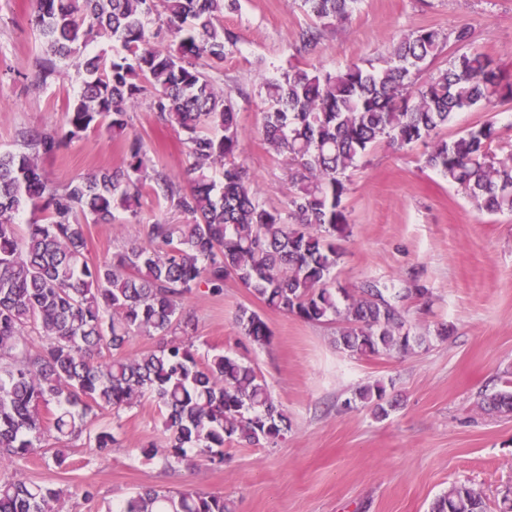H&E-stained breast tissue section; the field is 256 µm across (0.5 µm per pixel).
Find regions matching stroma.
Returning <instances> with one entry per match:
<instances>
[{
	"instance_id": "1",
	"label": "stroma",
	"mask_w": 512,
	"mask_h": 512,
	"mask_svg": "<svg viewBox=\"0 0 512 512\" xmlns=\"http://www.w3.org/2000/svg\"><path fill=\"white\" fill-rule=\"evenodd\" d=\"M30 11L31 0H0V151L19 149L21 129L60 128L67 101L81 89L83 76L72 60L63 62L62 77L41 81V41L27 23ZM308 24L299 0H239L224 15L235 43L226 49L219 86L236 104L247 178L267 206L283 213L291 183L261 134L268 107L263 80L297 63L331 72L355 60L377 67L400 35L421 27L448 33L463 24L512 76V0H359L347 21L304 48L298 37ZM487 120L495 121L500 146H512V103L456 114L440 136L452 138ZM133 131L158 166L180 173L181 134L162 127L148 104L136 110ZM425 151L420 143L402 149L382 143L360 160L344 199L349 233L336 240L333 270L337 286L351 291L371 280L424 288V296L408 301L407 315L425 344L406 354L353 357L336 343L337 322L311 323L269 309L227 280L222 292L183 304L196 325L195 347L202 355L224 349L255 368L288 417L284 440L274 447L231 444L223 463L197 456L170 468L162 457L147 461L137 452L163 441L152 399L117 417L92 414L87 436L66 443L64 466L47 454L20 464L29 480L62 490L56 512H108L148 486L220 494L231 512H428L457 482L479 493L489 512H499L502 495L512 489V414H487L481 396L512 381V216L477 215L424 167ZM121 160V139L102 127L64 142L40 165L61 187ZM165 213L149 199L140 223L120 212L114 223L89 225L90 258L108 259L140 242L141 222ZM243 307L266 322L269 343L242 336L236 317ZM444 324L454 328L445 339L437 334ZM377 381L397 402L383 419L355 398L359 387ZM103 427L117 444L100 456L88 436ZM85 486L91 498L79 495Z\"/></svg>"
}]
</instances>
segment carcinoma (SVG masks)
I'll return each mask as SVG.
<instances>
[{
  "instance_id": "carcinoma-1",
  "label": "carcinoma",
  "mask_w": 512,
  "mask_h": 512,
  "mask_svg": "<svg viewBox=\"0 0 512 512\" xmlns=\"http://www.w3.org/2000/svg\"><path fill=\"white\" fill-rule=\"evenodd\" d=\"M238 0H34L28 23L41 38L42 82L60 76L57 61L80 59L84 78L64 111V134L23 130V149L0 152V472L44 448L46 438L73 440L95 410L114 415L150 395L163 420L165 464L197 449L224 461V446L275 444L288 418L254 368L224 351L204 359L194 348L195 323L184 301L223 290L230 278L268 308L307 322L340 319L336 343L352 356L408 353L421 340L407 311L378 281L357 293L332 287L339 253L334 240L349 222L343 199L347 171L381 142L404 148L432 142L424 167L437 171L479 213L512 215V151L492 149L499 129L487 120L439 139L458 112L512 101V80L471 43L466 25L452 32L463 47L448 66L417 79L443 49V36L421 28L394 43L380 69L356 61L341 71L312 64L289 67L262 83L268 110L262 134L288 165L293 190L286 223L238 161L236 107L217 89L225 44L224 10ZM357 0H303L310 24L301 38L315 44L322 31L348 20ZM155 20L176 40L154 44ZM123 52L89 54L93 42ZM150 101L158 121L183 133L178 178L156 168L143 139L129 134L131 113ZM104 126L123 137L124 158L110 169L59 190L43 176L42 156L61 138L79 139ZM222 180L209 176L214 165ZM165 201L182 224H142L143 241L110 259L88 256V223L111 224L113 210L140 220L142 200ZM29 213L21 224L18 217ZM237 324L255 345L270 339L265 321L239 310ZM172 335L157 351L130 355L136 336ZM40 345H35L34 338ZM386 387L367 384L356 398L383 405ZM485 409L512 413V385L482 399ZM116 443L94 436L100 455ZM63 491L20 473L0 477V512H54ZM116 512H230L224 496L147 487ZM430 512H487L481 495L455 484Z\"/></svg>"
}]
</instances>
